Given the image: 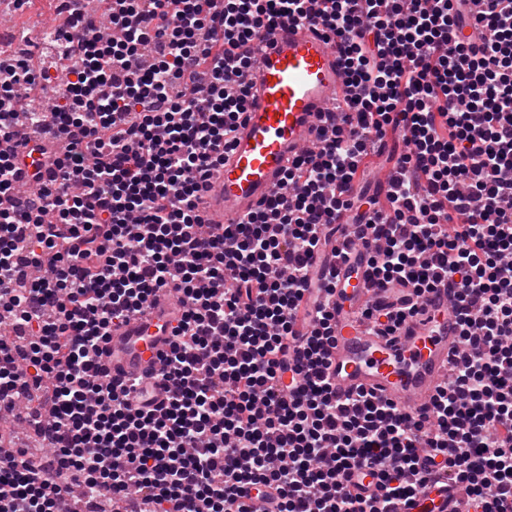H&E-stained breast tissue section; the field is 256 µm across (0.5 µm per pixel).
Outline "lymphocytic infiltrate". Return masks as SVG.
<instances>
[{
    "label": "lymphocytic infiltrate",
    "instance_id": "obj_1",
    "mask_svg": "<svg viewBox=\"0 0 512 512\" xmlns=\"http://www.w3.org/2000/svg\"><path fill=\"white\" fill-rule=\"evenodd\" d=\"M101 0L56 31L81 56L57 74L0 55V140L64 145L0 213V414L55 449L0 457V512H396L448 479L479 512H512V0ZM333 37L355 90L337 131L295 160L264 208L227 227L201 206L250 96L260 32L283 20ZM470 25L474 39L456 35ZM40 86L52 109L22 108ZM402 131L386 204L357 173L370 137ZM382 286L362 311L395 334L415 299L454 290L461 348L429 414L362 390L337 397L323 358L336 315H296L336 216ZM179 297L158 388L98 362L114 323ZM304 350L303 363L288 356ZM368 470L366 496L350 480Z\"/></svg>",
    "mask_w": 512,
    "mask_h": 512
}]
</instances>
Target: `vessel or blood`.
I'll return each mask as SVG.
<instances>
[{"instance_id":"1","label":"vessel or blood","mask_w":512,"mask_h":512,"mask_svg":"<svg viewBox=\"0 0 512 512\" xmlns=\"http://www.w3.org/2000/svg\"><path fill=\"white\" fill-rule=\"evenodd\" d=\"M251 96L224 165L207 196L213 223L236 224L264 207L280 188L288 166L320 145L335 106L352 95L337 44L320 28L283 21L255 42ZM352 261L340 264L334 293L321 303L336 308V341L326 372L338 396L361 389L391 399L400 413L418 415L430 402L460 348V327L446 287L418 300L420 312L392 336L357 322V308L384 299L369 278V249L353 246ZM180 303L159 295L146 317L113 329L104 354L113 372L152 379L160 353L182 313ZM398 512H453L447 490L417 492Z\"/></svg>"}]
</instances>
